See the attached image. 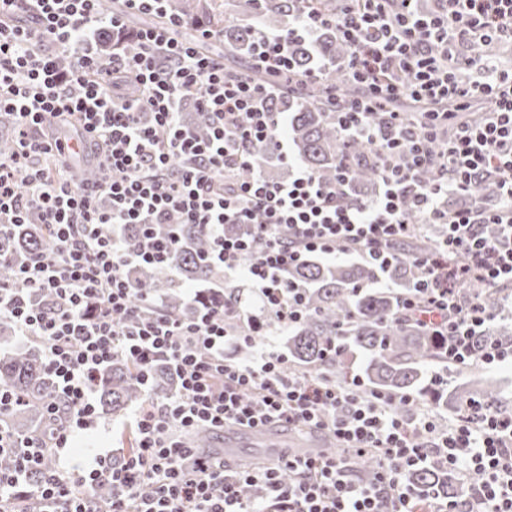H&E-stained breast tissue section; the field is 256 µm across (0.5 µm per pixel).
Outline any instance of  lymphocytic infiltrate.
Segmentation results:
<instances>
[{
    "label": "lymphocytic infiltrate",
    "instance_id": "1",
    "mask_svg": "<svg viewBox=\"0 0 512 512\" xmlns=\"http://www.w3.org/2000/svg\"><path fill=\"white\" fill-rule=\"evenodd\" d=\"M99 2L0 0V112L12 114L16 133L12 153L0 154V237L36 223L55 240L0 286V321L40 346L55 384L49 429L22 438L0 425V457L15 459L0 469V512L30 500L34 512H416L408 476L421 467L472 483L460 499L430 493L427 512H512L511 413L470 401L445 426L430 410L398 413L412 397L359 396L358 376L336 385L296 371L270 344L247 362L224 354L266 326L299 320L303 290L285 280L289 268L311 255L355 254L380 269L411 260L417 276L402 313L443 338L455 367L512 359V343L474 348L488 315L479 294H459L468 284L512 282V67L496 56L512 46V0H434L425 11L421 0H336L335 12H303L284 31L256 36L252 67L282 76L292 44L321 28H335L350 47L346 76L362 95L341 100L336 121L377 150L381 175L379 195L355 206L343 201L342 173L331 182L305 168L284 181L236 180L256 148L284 150L277 115L265 108L276 85L228 76L223 57L197 46L211 39L207 29L194 43L172 37L180 17L127 35V16L163 12L166 0H121L109 14ZM106 34L118 42L101 54L94 44ZM190 100L209 118L208 138L180 120ZM386 100L426 113L414 126L400 111L370 123ZM478 100L488 104L483 119L461 121ZM82 156L99 170L93 182L67 176ZM433 166L439 178L418 183ZM483 179L496 182V205L441 208V196ZM174 219L207 227L225 283L249 282L263 316L207 303L198 290L186 295L189 320L156 295L132 305L125 271L170 263L179 238L155 227ZM124 224L137 225L136 242L118 233ZM228 224L251 232L226 236ZM426 224L443 225V237L431 252L406 254L403 244ZM39 294L54 306H40ZM118 357L144 382L154 362H167L178 389L133 411L138 443L122 461L108 452L88 466L62 461L70 437L95 426L97 377ZM228 425L317 429L339 451L251 469L196 452L192 433ZM362 457L375 463L368 483L352 474ZM244 484L261 486L263 498L243 499ZM103 485L111 495L100 501Z\"/></svg>",
    "mask_w": 512,
    "mask_h": 512
}]
</instances>
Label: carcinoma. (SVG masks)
I'll list each match as a JSON object with an SVG mask.
<instances>
[{
  "label": "carcinoma",
  "mask_w": 512,
  "mask_h": 512,
  "mask_svg": "<svg viewBox=\"0 0 512 512\" xmlns=\"http://www.w3.org/2000/svg\"><path fill=\"white\" fill-rule=\"evenodd\" d=\"M301 0H266L264 12L247 23L230 20L216 0H172L173 12L189 19L185 29L195 30L194 22L202 21L224 52L232 57L248 55L255 34L264 26L275 27L293 16ZM292 87L286 96L266 102L272 112L288 113V136L306 168L325 180H331L347 167L348 196L345 202L355 205L374 195L380 176L375 150L359 139L344 136L336 123V104L331 92L345 97L359 94V88L346 83L344 64L350 54L336 30L322 28L312 41L292 45ZM14 128L10 116H0V152L13 146ZM280 165V159L270 148L254 152L252 166L238 172L237 179L248 180L267 167ZM469 202L492 203L495 188L491 181L473 184ZM180 245L171 265L137 266L126 272L137 306L147 293H157L167 308L179 315L189 314L182 288L191 283H203L210 288L209 298H227L233 305L246 310L261 309V303L245 293L239 285L224 283L220 267L209 262L211 241L205 229L197 224L177 227ZM54 240L43 224H21L13 234L0 239V286H8L14 277V263L35 253L47 251ZM379 271L363 262L334 263L310 256L306 262L291 268L287 279L306 289L301 319L288 330L283 353L289 363L311 374L323 375L332 382L344 384L348 379L347 354L358 352L363 358L359 374L365 385L360 392L372 390L393 396L411 394L415 405L430 391L425 366L431 362H446L442 339L430 336L406 319L398 304L410 294L414 267L401 262L384 271L389 288H377ZM483 305L490 317L482 333L475 338L481 347L488 339L506 341L512 337L507 327L492 325L504 306L498 291L483 293ZM344 347L343 354L326 355L331 343ZM22 397L21 404L4 414L6 423L25 435L45 423V403L54 392V381L46 372L39 351L26 346L0 353V387ZM149 388L153 399L163 400L175 392L177 380L165 361L155 362L150 371ZM145 389L137 377L136 368L122 358L112 360L98 378V410L114 418L122 417L135 403L144 401ZM194 447L208 453L218 449L217 437L199 430L192 434ZM412 483L422 490L456 494L459 486L447 472L421 468L409 475Z\"/></svg>",
  "instance_id": "cac0c4a2"
}]
</instances>
